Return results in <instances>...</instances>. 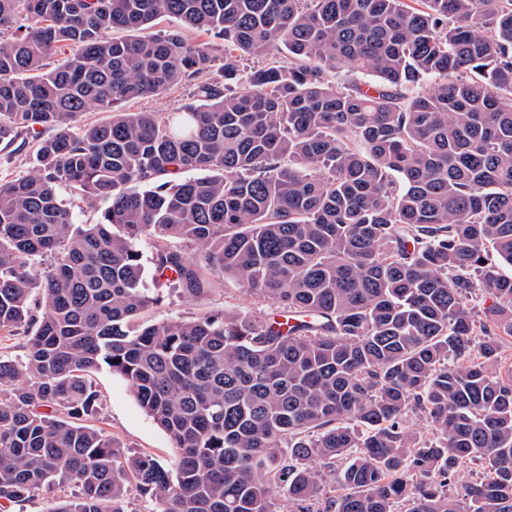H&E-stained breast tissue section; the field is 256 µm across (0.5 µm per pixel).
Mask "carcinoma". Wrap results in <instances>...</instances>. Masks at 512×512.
I'll use <instances>...</instances> for the list:
<instances>
[{
  "instance_id": "1",
  "label": "carcinoma",
  "mask_w": 512,
  "mask_h": 512,
  "mask_svg": "<svg viewBox=\"0 0 512 512\" xmlns=\"http://www.w3.org/2000/svg\"><path fill=\"white\" fill-rule=\"evenodd\" d=\"M191 82L176 112L122 109ZM23 133L31 166L0 182V335L25 340L0 356L1 510L54 485L77 493L49 512H128L133 480L155 512H274L275 487L299 512H512V0H0V144ZM225 275L279 316L140 320ZM101 367L170 466L86 424ZM62 197L72 208L78 220L82 224H94L98 220L101 211L107 206L101 201H91L80 197L71 196L63 191Z\"/></svg>"
}]
</instances>
